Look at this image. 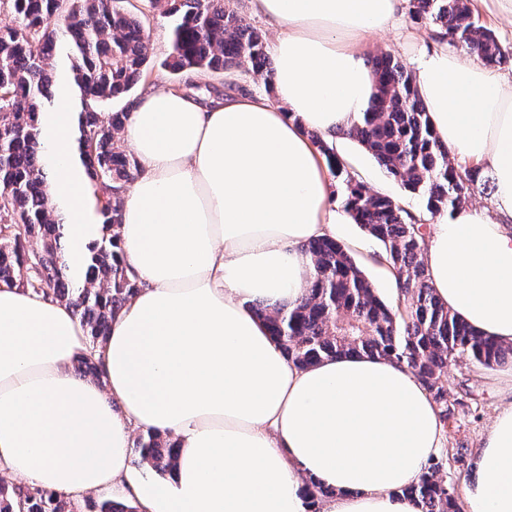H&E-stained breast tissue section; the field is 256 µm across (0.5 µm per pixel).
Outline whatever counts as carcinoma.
Here are the masks:
<instances>
[{
	"label": "carcinoma",
	"instance_id": "1",
	"mask_svg": "<svg viewBox=\"0 0 512 512\" xmlns=\"http://www.w3.org/2000/svg\"><path fill=\"white\" fill-rule=\"evenodd\" d=\"M123 0H0L12 27L0 29V285L29 288L73 308L90 336L91 354L79 371L100 378L92 352L102 347L112 321L138 290L128 275L120 239L121 194L139 168L123 145L132 106L99 112L104 101L128 94L149 63L145 13ZM175 18L172 49L164 66L222 71L247 66L272 72L262 34L229 0H148ZM408 14L437 29L450 45L462 44L489 67L512 60L495 34L475 22L468 0H408ZM82 94L80 148L106 234L87 246L84 279L71 277L62 243L64 217L49 204L47 166L41 156L40 115L51 109V88L61 60ZM375 95L361 122L345 135L360 143L392 179L419 196L425 211H454L479 182L458 169L448 146L433 133L413 76L389 54L371 59ZM313 143L344 193L355 223L380 241L398 288L399 304L384 301L346 247L324 238L304 245L313 268L298 304L254 313L285 356L300 366L327 358L366 354L409 368L426 387L443 423L448 406V365L460 357L486 368L512 363V345L480 336L453 315L428 283L424 224L392 197L371 191L320 136ZM140 461L158 475L170 473L178 448L158 433L139 436ZM428 467L401 495L420 512H461L455 485ZM75 504L32 486L0 479V512H74Z\"/></svg>",
	"mask_w": 512,
	"mask_h": 512
}]
</instances>
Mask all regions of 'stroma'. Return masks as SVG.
<instances>
[{"label": "stroma", "instance_id": "obj_1", "mask_svg": "<svg viewBox=\"0 0 512 512\" xmlns=\"http://www.w3.org/2000/svg\"><path fill=\"white\" fill-rule=\"evenodd\" d=\"M173 25L172 18L161 11L155 9L150 12L147 27L150 61L145 76L148 85L170 87L177 82L176 75L163 65L170 50ZM436 44V35L430 26L414 23L405 15L397 29L371 37L368 52L373 56L384 53L392 55L408 67L421 50L435 47ZM198 83V95L202 98L207 97L212 87L264 97L269 94L264 77L244 67H231L218 74H202ZM333 147L356 178L374 190L393 197L408 211L420 209V199L390 178L357 141L340 137L334 141ZM337 239L350 250L379 295L385 301H395V284L383 259L382 244L351 221L340 225ZM447 388L448 406L453 415L445 428V449L438 463L441 476L451 478L459 485L468 470L453 462L452 451L461 446L471 450L479 447L496 410L512 400V367L505 365L485 369L462 357L448 368Z\"/></svg>", "mask_w": 512, "mask_h": 512}]
</instances>
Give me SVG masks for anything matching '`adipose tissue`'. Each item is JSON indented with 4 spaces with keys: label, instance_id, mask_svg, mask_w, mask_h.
I'll list each match as a JSON object with an SVG mask.
<instances>
[{
    "label": "adipose tissue",
    "instance_id": "1",
    "mask_svg": "<svg viewBox=\"0 0 512 512\" xmlns=\"http://www.w3.org/2000/svg\"><path fill=\"white\" fill-rule=\"evenodd\" d=\"M274 33L275 101L144 90L124 137L140 161L118 228L139 289L100 350L103 378L74 375L87 350L71 307L0 287V475L65 499L120 489L145 512H419L401 495L442 452L436 405L403 365L364 354L289 361L253 304L294 305L310 286L302 247L343 221L309 139L358 123L375 89L368 39L401 0H251ZM414 80L456 167L490 174L493 211L464 206L426 228L428 281L453 313L512 344V79L440 47ZM43 113L70 214L71 274L103 233L77 139L68 77ZM170 436L176 467L130 463L134 431ZM334 491L314 507L310 484ZM464 512H512V403L471 460Z\"/></svg>",
    "mask_w": 512,
    "mask_h": 512
}]
</instances>
